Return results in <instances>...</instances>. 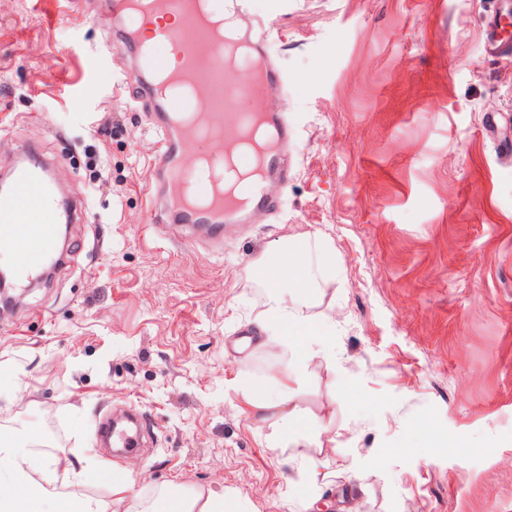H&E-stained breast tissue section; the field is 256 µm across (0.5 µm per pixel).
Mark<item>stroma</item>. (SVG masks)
<instances>
[{
  "mask_svg": "<svg viewBox=\"0 0 512 512\" xmlns=\"http://www.w3.org/2000/svg\"><path fill=\"white\" fill-rule=\"evenodd\" d=\"M497 12L512 0H251L286 78L291 174L218 249L148 224L159 136L108 30L73 0H0V175L37 144L84 206L52 279L0 310V426L96 457L134 496L512 512V54L483 40ZM315 234L336 249L335 358L297 402L334 412L340 436L292 459L238 388L272 384L256 261ZM128 409L152 444L108 454L99 424Z\"/></svg>",
  "mask_w": 512,
  "mask_h": 512,
  "instance_id": "obj_1",
  "label": "stroma"
}]
</instances>
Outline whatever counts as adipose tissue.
<instances>
[{
    "label": "adipose tissue",
    "instance_id": "1",
    "mask_svg": "<svg viewBox=\"0 0 512 512\" xmlns=\"http://www.w3.org/2000/svg\"><path fill=\"white\" fill-rule=\"evenodd\" d=\"M259 266L263 309L258 325L266 346L285 359L286 368L274 376V391L259 392L244 382L240 396L249 416L269 428L270 448L302 457L307 448L336 441L334 414L314 416L321 432L314 439L303 432L304 420L295 402L311 370L331 360L320 339L331 335L332 325L318 306L322 284L336 273V257L329 239L288 236ZM36 455L25 432L0 429V512H224L223 496L212 492L176 497L167 487L152 500L132 499L127 479L119 475L109 480L111 499L106 502L83 490L88 471L97 466L95 460L78 466L66 455L53 454L39 463Z\"/></svg>",
    "mask_w": 512,
    "mask_h": 512
}]
</instances>
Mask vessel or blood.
Returning <instances> with one entry per match:
<instances>
[{
    "label": "vessel or blood",
    "mask_w": 512,
    "mask_h": 512,
    "mask_svg": "<svg viewBox=\"0 0 512 512\" xmlns=\"http://www.w3.org/2000/svg\"><path fill=\"white\" fill-rule=\"evenodd\" d=\"M202 0H97L93 9L78 5L79 15H91L107 23L115 15L137 17L133 29L137 64L127 79L135 88V101L154 97L163 109L149 113L150 123L162 135L154 170L163 186L148 211L149 223L170 228L206 227L213 242H221L227 226L249 223L251 216L269 207V185L273 179H287L290 129L284 109H265L266 98L282 83L280 71L265 57L266 29L259 23H245L246 0H236L235 27L243 33L248 47L246 65L229 61L224 50L223 29L214 27L212 17L200 9ZM171 45L174 60L160 62L150 54L149 41ZM490 50L512 51V17L492 18L484 31ZM258 100L252 111L240 103ZM270 130L273 140L260 156L241 151V139L251 126ZM207 128L214 139L223 141L224 151L236 154L247 167L259 168L256 180L240 191L228 194L211 181L189 188V175L200 159L193 147L200 129ZM76 201L61 197L51 182V169L28 146L11 167L10 184L0 192V242L13 243V264L19 279L37 275L51 260L56 244L58 214L73 218Z\"/></svg>",
    "instance_id": "1"
}]
</instances>
